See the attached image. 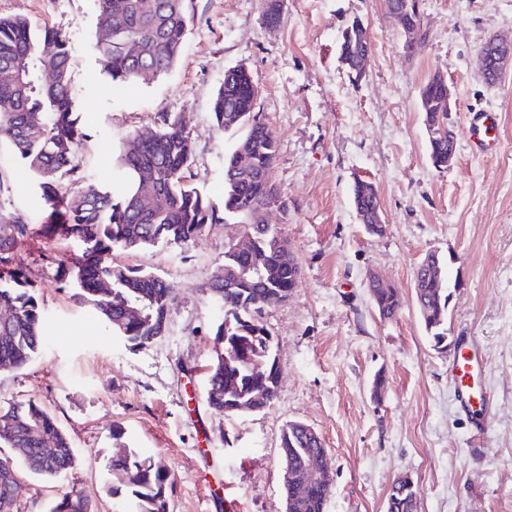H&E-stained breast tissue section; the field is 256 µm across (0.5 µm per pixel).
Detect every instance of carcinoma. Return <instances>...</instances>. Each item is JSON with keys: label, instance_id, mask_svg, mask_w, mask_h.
I'll return each instance as SVG.
<instances>
[{"label": "carcinoma", "instance_id": "1", "mask_svg": "<svg viewBox=\"0 0 512 512\" xmlns=\"http://www.w3.org/2000/svg\"><path fill=\"white\" fill-rule=\"evenodd\" d=\"M97 26L110 38L91 45L99 73L114 84H131L167 73L177 63L189 34L186 0H97ZM340 59L350 73L357 57L369 49L363 22L355 18L339 34ZM75 60L67 41L51 29L35 31L21 18H0V138L7 142L19 173L35 188L49 210L38 226L24 213L0 205V370L26 366L44 342L43 308L37 285L29 272L15 263L14 253L36 237L77 241L80 249L68 258L63 281L77 289L75 297L89 304L112 329L134 348L145 347L166 335L175 290L164 278L141 268L114 263L113 251L145 250L159 242L182 245L201 236L212 224H247L252 239L238 250L224 252V266L238 272L235 279L209 283L211 301L224 309V321L214 330V355L207 372L205 402L217 416H231L230 402H244L261 384L255 365L267 362L272 346L270 330L248 306L274 305L288 299L298 284L299 267L278 247L281 231L265 223L263 213L279 195L270 173L278 142L269 125L255 115L257 91L243 66L224 73L212 101L217 130L245 129L235 147L224 154V215L191 182L193 145L183 115L166 113L153 138L135 153L119 152L118 166L125 173L120 192L77 177L76 151L86 136L71 93ZM448 95L440 77L429 79L419 90V104L428 133V155L436 168L448 167V150L456 148L449 137L448 113L435 110V102ZM251 157V168L239 167V149ZM73 187H62L64 180ZM352 204L360 223L371 222L379 212L377 190L366 180L352 187ZM415 274L420 321L432 348L447 352L448 278L432 275L430 267L444 266L433 256ZM376 308L387 319L401 309L397 288L377 286L371 291ZM129 302L141 317H127ZM12 432L0 433V512H16L22 493V473L54 478L76 465L67 434L36 401L14 402L0 410V419ZM287 438L282 459L288 464L289 512H325L332 489L309 483L304 457L325 453L296 424L283 430ZM112 494H123L138 512H169L175 490L171 470L142 459L134 450L112 457ZM50 512H94L78 490L59 498ZM387 512H415L413 494L389 493Z\"/></svg>", "mask_w": 512, "mask_h": 512}]
</instances>
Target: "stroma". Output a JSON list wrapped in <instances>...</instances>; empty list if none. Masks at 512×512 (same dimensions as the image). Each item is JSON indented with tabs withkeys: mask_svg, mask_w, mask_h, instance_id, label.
<instances>
[{
	"mask_svg": "<svg viewBox=\"0 0 512 512\" xmlns=\"http://www.w3.org/2000/svg\"><path fill=\"white\" fill-rule=\"evenodd\" d=\"M191 32L171 71L112 84L90 52L96 0H0V18H27L65 37L76 67L72 91L87 133L78 149L87 179L119 182L113 153L165 113L184 115L194 146L192 183L213 203L224 196V155L235 137L215 128L211 102L227 70L245 67L256 111L278 140L272 182L288 204L270 212L294 252L298 285L264 321L280 362L278 396L264 410L219 417L203 395L222 313L204 286L224 267L240 224H215L195 242L114 259L171 282L178 300L165 336L131 348L90 306L78 303L56 270L78 243L34 241L15 256L30 271L46 317L45 343L31 363L0 371V409L33 399L64 429L77 462L55 480L28 476L18 512H50L76 489L97 512H135L110 494L113 425L140 457L164 461L176 490L170 512H284L283 427H313L334 479L326 512H386L394 480L412 476L418 512H512V67L486 85L477 53L485 39L512 38V0H423L425 42L414 55L388 0H285L282 21H262V0H188ZM367 29L361 80L339 59V29ZM441 75L452 95L457 135L450 166H432L419 89ZM499 116V144L477 154L469 112ZM0 142V204L33 223L47 209ZM374 183L383 235L366 233L351 204L355 180ZM448 259L459 282L451 336H472L490 397L483 426L463 410L452 353L435 352L419 320L414 276L428 252ZM377 273L399 289L402 308L382 318L368 288ZM384 376L381 396L373 382Z\"/></svg>",
	"mask_w": 512,
	"mask_h": 512,
	"instance_id": "35a3bbf8",
	"label": "stroma"
}]
</instances>
